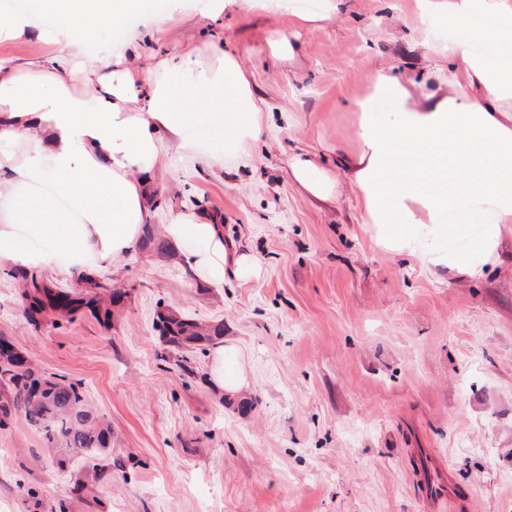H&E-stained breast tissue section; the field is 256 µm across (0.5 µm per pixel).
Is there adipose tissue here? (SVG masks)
Segmentation results:
<instances>
[{"mask_svg": "<svg viewBox=\"0 0 512 512\" xmlns=\"http://www.w3.org/2000/svg\"><path fill=\"white\" fill-rule=\"evenodd\" d=\"M429 13L454 33L448 82L465 74L466 89L437 100L377 73L372 94L393 110L384 121L363 114L348 168L381 246L479 278L512 226V0H431ZM41 17L54 20L49 38L63 50L56 65L0 59V172L8 175L0 196L9 201L0 265L37 266L56 255L109 264L137 244L143 190L169 147L207 155L192 133L215 127L226 151L248 155L263 107L235 56L218 46L205 61L175 47L148 66L130 65L121 51L87 54L132 19L161 27L168 16L153 0H33L31 11L0 15V35H23ZM290 169L313 196L333 195L336 181L315 159L293 158ZM476 213L485 224L472 248L424 247L425 235L451 234L446 219L465 224ZM166 232L210 283H223L230 268L244 278L257 273L251 256L227 246L221 225L182 211Z\"/></svg>", "mask_w": 512, "mask_h": 512, "instance_id": "1", "label": "adipose tissue"}]
</instances>
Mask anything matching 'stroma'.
<instances>
[{"instance_id":"stroma-1","label":"stroma","mask_w":512,"mask_h":512,"mask_svg":"<svg viewBox=\"0 0 512 512\" xmlns=\"http://www.w3.org/2000/svg\"><path fill=\"white\" fill-rule=\"evenodd\" d=\"M178 0L163 30L128 46L134 65L172 47L205 57L237 54L265 119L248 157L169 152L148 223L180 211L224 227L253 256L257 278L212 285L185 259L134 249L96 268L103 285L129 292L111 325L85 316L21 314L12 268L0 266V336L46 375L81 382L91 410L112 428V478L89 483L88 512H455L430 506L417 476L427 454L471 496V512H512V228L484 277L435 273L382 248L363 222L346 164L358 148V101L380 71L445 97L447 66L424 47L416 0H290L293 14L226 0ZM288 31L291 50L270 43ZM376 119L388 101L369 100ZM309 155L336 179L322 201L292 177ZM224 324V371H243L248 411L226 401L213 356L162 359L157 304ZM87 466L52 465L24 415L0 429V512H27L35 490L54 512Z\"/></svg>"}]
</instances>
